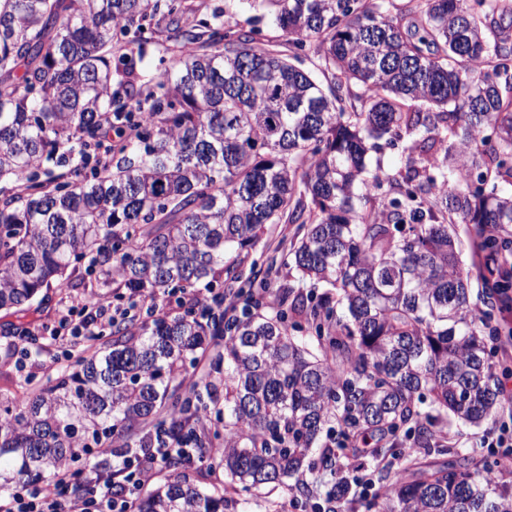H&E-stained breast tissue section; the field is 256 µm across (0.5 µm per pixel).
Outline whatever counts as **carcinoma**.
Wrapping results in <instances>:
<instances>
[{
    "label": "carcinoma",
    "mask_w": 512,
    "mask_h": 512,
    "mask_svg": "<svg viewBox=\"0 0 512 512\" xmlns=\"http://www.w3.org/2000/svg\"><path fill=\"white\" fill-rule=\"evenodd\" d=\"M246 2L271 35L215 13L182 25L181 0H0V310H26L83 262L80 284L104 301L210 294L199 314L112 323L76 371L0 407V493L82 455L106 472L109 439L176 418L177 438L215 449L210 469L245 490L286 483L306 500L300 474L335 475L336 449L371 441L403 463L379 512H512L496 476L512 456L438 439L450 412L479 423L504 409L512 376L489 358L512 341V191L497 190L512 187V30L497 25L512 0ZM166 16L175 56L153 89L114 86ZM418 101L441 111H411ZM114 127L133 136L104 144ZM403 137L406 172L371 160ZM269 224L296 225L283 265L308 293L237 274ZM226 278L244 299L227 322L214 292ZM209 349L225 366L222 411L183 390ZM185 465L172 458L130 512L233 508L224 482L204 487ZM356 486L327 490L336 512Z\"/></svg>",
    "instance_id": "obj_1"
}]
</instances>
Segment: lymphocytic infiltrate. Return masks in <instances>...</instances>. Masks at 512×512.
I'll return each mask as SVG.
<instances>
[{
    "instance_id": "1",
    "label": "lymphocytic infiltrate",
    "mask_w": 512,
    "mask_h": 512,
    "mask_svg": "<svg viewBox=\"0 0 512 512\" xmlns=\"http://www.w3.org/2000/svg\"><path fill=\"white\" fill-rule=\"evenodd\" d=\"M113 318L111 305L86 300L77 314H60L52 337L64 335L93 338L101 335ZM205 448H186L173 436H153L140 448L116 457L111 471L87 466L62 469L51 481L31 482L0 497V512H127L129 491L147 485L158 467L179 456L192 463L204 461Z\"/></svg>"
}]
</instances>
